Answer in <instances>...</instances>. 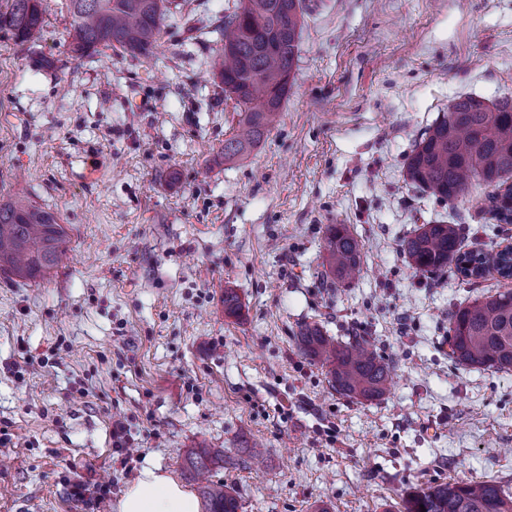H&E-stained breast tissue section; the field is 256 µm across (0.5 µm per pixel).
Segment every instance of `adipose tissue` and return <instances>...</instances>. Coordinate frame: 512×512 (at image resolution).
I'll return each instance as SVG.
<instances>
[{
    "mask_svg": "<svg viewBox=\"0 0 512 512\" xmlns=\"http://www.w3.org/2000/svg\"><path fill=\"white\" fill-rule=\"evenodd\" d=\"M115 512H200V502L172 474L147 467L119 498Z\"/></svg>",
    "mask_w": 512,
    "mask_h": 512,
    "instance_id": "1",
    "label": "adipose tissue"
}]
</instances>
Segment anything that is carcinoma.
<instances>
[{
	"mask_svg": "<svg viewBox=\"0 0 512 512\" xmlns=\"http://www.w3.org/2000/svg\"><path fill=\"white\" fill-rule=\"evenodd\" d=\"M175 0H67L70 17L68 53L89 57L102 48L131 56H152L165 34ZM305 0H239L217 30L221 52L217 76L224 97L236 100L238 128L224 140V161L237 160L260 144L281 117L299 51ZM41 0H6L0 28L27 43L42 29ZM512 174V102L488 104L460 98L424 130L409 155L405 178L444 202L462 197L469 187L492 188L488 213L499 224H512V187L502 190ZM66 231L51 211L17 198L0 203V272L21 280L44 278L62 259ZM457 224H423L405 237L400 249L419 273H455L470 282L491 270L512 278V265H502L501 252L462 251ZM329 273L343 281L361 263L362 244L346 224L328 226L324 240ZM232 288L224 289V313L241 314ZM299 351L327 368L336 393L372 401L389 390L393 364L364 336L345 342L326 335L317 324L297 332ZM448 356L456 364L509 372L512 370V289L474 299L448 313ZM217 464L237 465L222 448L199 445L184 459L196 480ZM205 512H238L237 496L222 484L199 488ZM403 512H512V494L493 480H452L407 494Z\"/></svg>",
	"mask_w": 512,
	"mask_h": 512,
	"instance_id": "cac0c4a2",
	"label": "carcinoma"
}]
</instances>
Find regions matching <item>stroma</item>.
Instances as JSON below:
<instances>
[{"label": "stroma", "mask_w": 512, "mask_h": 512, "mask_svg": "<svg viewBox=\"0 0 512 512\" xmlns=\"http://www.w3.org/2000/svg\"><path fill=\"white\" fill-rule=\"evenodd\" d=\"M179 2L148 58L71 59L66 0H42L35 43L0 29V203L54 211L67 253L43 280L0 274V512H114L148 466L194 488L203 441L240 458L210 473L239 512H400L450 479L512 492V371L452 362L447 319L512 279L421 274L400 251L426 221L468 250L512 244L484 186L444 203L404 180L455 100L512 98V0H306L281 119L231 163L212 30L238 0ZM331 224L363 244L355 278L327 273ZM306 323L368 335L390 391L337 394L297 347ZM80 478L109 494L76 497Z\"/></svg>", "instance_id": "35a3bbf8"}]
</instances>
